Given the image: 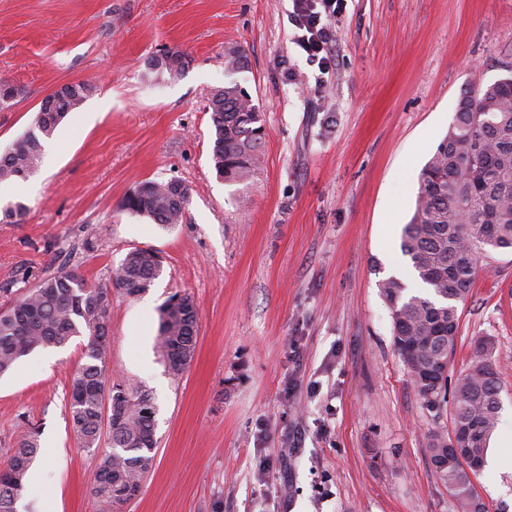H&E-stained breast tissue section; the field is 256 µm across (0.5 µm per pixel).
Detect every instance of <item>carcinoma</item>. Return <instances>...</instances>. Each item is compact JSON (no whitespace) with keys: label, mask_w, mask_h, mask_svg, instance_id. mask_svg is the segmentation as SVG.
Wrapping results in <instances>:
<instances>
[{"label":"carcinoma","mask_w":512,"mask_h":512,"mask_svg":"<svg viewBox=\"0 0 512 512\" xmlns=\"http://www.w3.org/2000/svg\"><path fill=\"white\" fill-rule=\"evenodd\" d=\"M152 66L159 74L178 77L188 66V56L166 52L154 57ZM248 66V57L240 49L225 55L230 72H243ZM92 92V86L78 82L55 93L54 105L36 114L37 132L16 138L0 154V182L28 178L39 167L42 139L51 138ZM208 110L217 176L233 183L252 181L265 136L261 112L235 80L212 93ZM188 204V189L182 182L149 180L128 193L120 208L169 227L181 223ZM400 249L430 295L408 297L396 278L382 281L379 288L391 310L394 347L429 407L431 395L446 401L447 378L432 393L422 377L431 365L450 361L455 354L460 325L457 304L468 298L491 252L512 251L511 75L460 95L448 132L419 174ZM161 272L156 250L133 247L113 270L108 285L90 286L74 270L53 273L0 306L1 375L36 349L63 347L77 336L87 339L84 362L71 375L68 415L79 448L96 455L92 493L101 512H121L141 490L156 453L152 395L140 387L114 383L109 376L112 292L142 295ZM197 335L198 312L190 296H173L161 306L155 346L173 377L182 375L192 361ZM500 388L495 344L484 339L474 364L458 379L454 391V420L467 430V447L482 461L500 419ZM106 401L111 418L104 428ZM25 424L6 467L0 469V512H18L28 472L40 453V427L29 420ZM105 433L109 449L101 452ZM426 451L434 472L448 488L455 512H488L474 494L472 474L462 467H438L447 455L448 437L430 434Z\"/></svg>","instance_id":"cac0c4a2"}]
</instances>
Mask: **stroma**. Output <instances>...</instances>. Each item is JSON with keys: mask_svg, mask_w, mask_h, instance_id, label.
I'll use <instances>...</instances> for the list:
<instances>
[{"mask_svg": "<svg viewBox=\"0 0 512 512\" xmlns=\"http://www.w3.org/2000/svg\"><path fill=\"white\" fill-rule=\"evenodd\" d=\"M291 12V0H0V78L19 89L0 110V152L57 85L94 87L11 185L28 212L0 223V303L49 273L109 284L134 247L163 261L147 293L112 296V380L156 406L155 463L122 512H454L426 451L453 405L426 409L379 283L461 93L512 65V0H344L327 74L296 46ZM233 48L250 60L235 75ZM167 49L190 58L175 79L147 65ZM233 79L265 128L247 185L211 162L208 99ZM169 179L190 192L181 224L120 210L140 183ZM176 293L198 311L177 378L153 347ZM458 314L448 381L494 340L502 410L487 455L512 458V252L492 253ZM80 361L74 342L0 376V468L24 421L41 427L20 512H99L96 459L68 421ZM475 487L490 512H512L511 468L483 467Z\"/></svg>", "mask_w": 512, "mask_h": 512, "instance_id": "1", "label": "stroma"}]
</instances>
